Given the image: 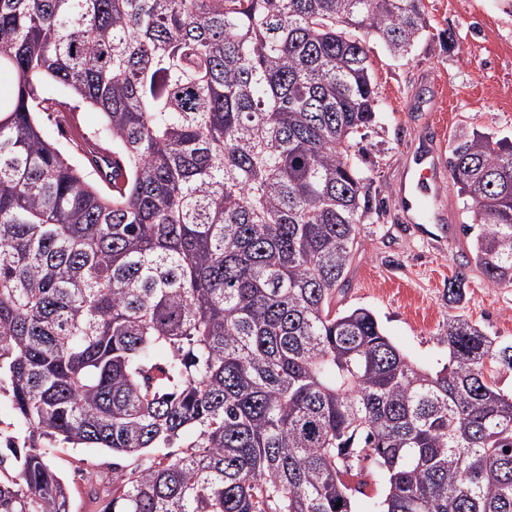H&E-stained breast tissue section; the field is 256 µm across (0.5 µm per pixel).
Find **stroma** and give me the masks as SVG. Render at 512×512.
Here are the masks:
<instances>
[{"label":"stroma","instance_id":"35a3bbf8","mask_svg":"<svg viewBox=\"0 0 512 512\" xmlns=\"http://www.w3.org/2000/svg\"><path fill=\"white\" fill-rule=\"evenodd\" d=\"M430 26L411 54L398 58L370 43L372 74L380 99L364 136L358 165L380 190L383 212L360 227L349 286L336 296L340 310L364 307L416 366L436 371L448 360L446 325L455 314L486 334L512 342V288L488 283L473 259L481 224L457 184L445 179L440 210L456 216L430 234L407 223L398 187L429 127L512 139V0H424ZM468 277L466 297L448 305V281ZM52 467L69 484L71 512H99L88 476L112 480V454L101 448H56Z\"/></svg>","mask_w":512,"mask_h":512}]
</instances>
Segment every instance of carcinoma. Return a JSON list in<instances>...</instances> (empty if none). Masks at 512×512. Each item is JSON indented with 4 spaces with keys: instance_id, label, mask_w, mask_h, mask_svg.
<instances>
[{
    "instance_id": "1",
    "label": "carcinoma",
    "mask_w": 512,
    "mask_h": 512,
    "mask_svg": "<svg viewBox=\"0 0 512 512\" xmlns=\"http://www.w3.org/2000/svg\"><path fill=\"white\" fill-rule=\"evenodd\" d=\"M424 0H0V512H70L47 449L106 448L102 512H512V343L455 316L422 370L367 308H336L378 112L369 42L409 55ZM97 111L77 133L50 87ZM448 168L512 287V142ZM448 306L467 277L449 279ZM193 431V439L183 435ZM155 448H185L161 462ZM365 479L370 483L372 490H369V497L358 495L355 501V510L358 512H375L380 510L378 502L385 487V477L380 469L367 461L365 464Z\"/></svg>"
}]
</instances>
